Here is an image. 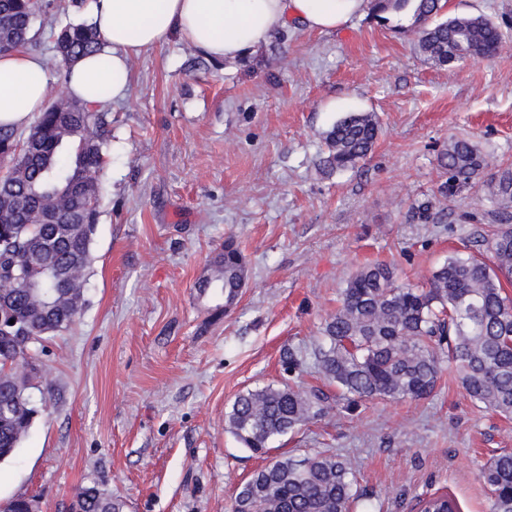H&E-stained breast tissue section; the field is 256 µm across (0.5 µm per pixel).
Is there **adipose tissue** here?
I'll use <instances>...</instances> for the list:
<instances>
[{
  "mask_svg": "<svg viewBox=\"0 0 512 512\" xmlns=\"http://www.w3.org/2000/svg\"><path fill=\"white\" fill-rule=\"evenodd\" d=\"M370 0H97L91 22L100 52L72 64L69 93L99 107L126 96L133 55L171 36L215 61L233 62L296 25L332 32L363 16ZM49 77L43 57L19 49L0 54V125L30 126L47 108Z\"/></svg>",
  "mask_w": 512,
  "mask_h": 512,
  "instance_id": "adipose-tissue-1",
  "label": "adipose tissue"
}]
</instances>
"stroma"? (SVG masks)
Wrapping results in <instances>:
<instances>
[{
  "label": "stroma",
  "instance_id": "1",
  "mask_svg": "<svg viewBox=\"0 0 512 512\" xmlns=\"http://www.w3.org/2000/svg\"><path fill=\"white\" fill-rule=\"evenodd\" d=\"M45 2L28 49L55 95L53 33L96 0ZM444 12L490 16L509 38L487 59L438 67L415 53L409 15L368 14L332 33L290 28L236 63L176 38L133 58L127 97L106 106L85 304L39 353L47 411L0 463V504L23 495L65 512L95 485L126 512H233L264 460L224 415L255 387L321 386L311 352L348 276L385 262L422 286L448 255L482 252L494 226L512 225L482 179L436 196L450 139L472 141L490 170L512 165V0H447ZM351 112L377 113L375 147L358 168L322 174L324 134ZM230 236L248 278L228 308L198 283ZM291 357L302 374L287 372ZM496 448L512 449V416L472 404L445 373L419 400L336 402L271 453L350 460L373 512H416L436 492L488 512L477 473Z\"/></svg>",
  "mask_w": 512,
  "mask_h": 512
}]
</instances>
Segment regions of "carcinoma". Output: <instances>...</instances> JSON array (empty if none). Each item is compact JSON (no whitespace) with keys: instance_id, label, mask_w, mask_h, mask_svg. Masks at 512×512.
I'll return each instance as SVG.
<instances>
[{"instance_id":"carcinoma-1","label":"carcinoma","mask_w":512,"mask_h":512,"mask_svg":"<svg viewBox=\"0 0 512 512\" xmlns=\"http://www.w3.org/2000/svg\"><path fill=\"white\" fill-rule=\"evenodd\" d=\"M444 0H375L376 16L412 14L414 50L436 66L492 56L506 33L489 17L444 14ZM42 5L0 0V52L32 39ZM88 23L67 24L55 38L63 64L101 50ZM380 132L373 112H353L325 132L320 166L329 172L356 168L372 152ZM112 141V121L61 91L26 136L0 125V314L15 326L0 331V461L12 457L45 407L33 397L37 375L16 378L10 369L31 364L47 337L69 328L84 303L102 192ZM448 175L439 193L468 185L486 160L465 139H453L437 156ZM491 199L512 206V168L487 183ZM490 260L448 256L424 288L396 284L383 263L358 269L341 292L340 306L324 321L313 351L316 371L356 408L373 399H421L431 395L443 369L458 379L473 404L512 415V225L484 239ZM198 284L233 305L247 276L245 257L231 238ZM330 397L320 389L268 384L239 394L227 413L229 428L246 449L265 454L270 443L323 417ZM478 479L490 494V512H512V452L493 451ZM79 512H125L126 502L96 486L77 490ZM362 495L356 470L321 451L301 459L273 457L244 482L235 512H352ZM432 512L459 508L454 499L426 496Z\"/></svg>"}]
</instances>
